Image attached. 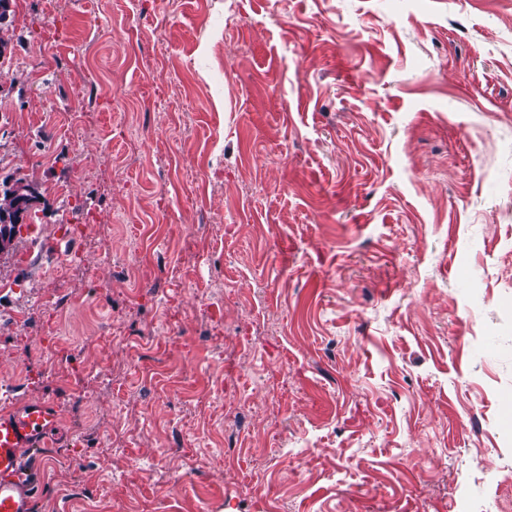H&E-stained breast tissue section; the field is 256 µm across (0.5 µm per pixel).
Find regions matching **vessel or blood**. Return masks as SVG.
Wrapping results in <instances>:
<instances>
[{
    "mask_svg": "<svg viewBox=\"0 0 512 512\" xmlns=\"http://www.w3.org/2000/svg\"><path fill=\"white\" fill-rule=\"evenodd\" d=\"M58 423L56 409L42 401L0 409V512H32Z\"/></svg>",
    "mask_w": 512,
    "mask_h": 512,
    "instance_id": "1",
    "label": "vessel or blood"
}]
</instances>
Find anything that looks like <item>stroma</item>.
<instances>
[{
	"mask_svg": "<svg viewBox=\"0 0 512 512\" xmlns=\"http://www.w3.org/2000/svg\"><path fill=\"white\" fill-rule=\"evenodd\" d=\"M0 37L37 512H512V0H11Z\"/></svg>",
	"mask_w": 512,
	"mask_h": 512,
	"instance_id": "35a3bbf8",
	"label": "stroma"
}]
</instances>
